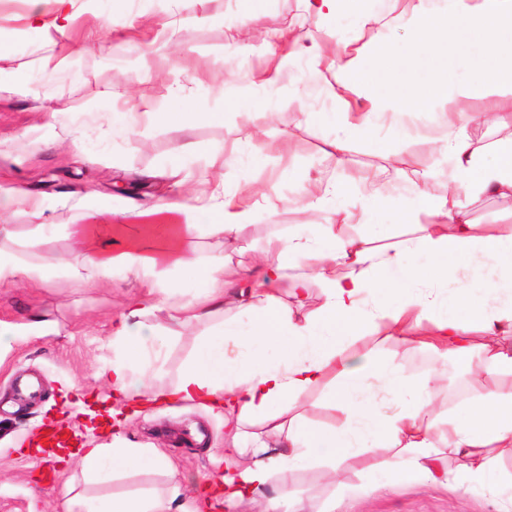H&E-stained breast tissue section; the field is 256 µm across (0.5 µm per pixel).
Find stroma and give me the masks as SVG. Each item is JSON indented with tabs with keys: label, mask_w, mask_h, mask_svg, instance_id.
<instances>
[{
	"label": "stroma",
	"mask_w": 512,
	"mask_h": 512,
	"mask_svg": "<svg viewBox=\"0 0 512 512\" xmlns=\"http://www.w3.org/2000/svg\"><path fill=\"white\" fill-rule=\"evenodd\" d=\"M358 13L341 11L321 19L304 0H71L74 22L69 31H32L26 26L27 0H0V32L13 35L14 47L0 58V67L26 72L28 91L0 92V188L23 186L44 201L42 223L54 225L41 253L28 262L70 256L72 227L81 223L76 203L88 186L103 194L112 212L98 215L112 221L124 214L122 231L134 235L141 222L135 206L162 195L177 194L167 171L178 164L177 148L192 144L195 174L213 177L209 156L218 150L238 153L242 164L224 169L230 188L248 191L273 186L278 209H257L252 223L234 240L204 236L200 255L223 253L235 267H248L255 252L273 236L287 234L316 218L300 204L304 191L333 175L328 141L336 127L330 117L335 104L329 91L315 82L317 59L300 46L293 61L270 87L248 82L269 65L275 35L286 29L318 31L319 47L351 39L358 14L379 21L367 28L365 39L401 44L413 35L388 13L383 0H359ZM182 20L176 44L155 40L143 16ZM106 40L109 52L79 53L78 43ZM152 45L155 77L140 79V45ZM237 46L234 80L224 78V48ZM186 97L202 106L203 117L182 128L160 123L139 124L131 136L114 132L110 109L124 110L146 102L156 110ZM58 110L54 126H46V109ZM326 118L308 123L307 113ZM292 131L290 142L281 134ZM346 176L388 171L414 180L435 171L431 192L444 193L451 166L432 145L419 138L385 153L378 139H353ZM140 281L117 272L111 286L87 287L70 275L55 274L47 285L0 283V322L18 327L10 350L0 353V512H62L64 494L75 497L74 512H86L87 499L126 491L162 489L164 475L142 473L115 479L107 486L86 483L78 459L56 460L33 452L29 440L50 421L67 422L84 442L111 446L126 441L133 447L154 448L165 455L178 474L184 496L198 512H225L207 495L214 478L223 474L229 454L230 431L224 416L188 403L158 404L122 410L97 372L111 364L112 324L131 299L144 295ZM213 322L181 328L179 335H159L163 370L159 383L173 381L191 354L197 337ZM351 349L392 357L405 376L418 379L438 367L444 381L434 399L435 412L466 417L469 400L481 390L460 372L452 359L415 345H392L382 335L368 333L350 341ZM98 399L117 410L114 421L86 433L77 402ZM382 449L352 460L337 484L311 471L279 476L288 493L291 512H498L492 497L464 492L445 481L416 485L395 482L374 487L370 466Z\"/></svg>",
	"instance_id": "obj_1"
}]
</instances>
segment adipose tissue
I'll return each instance as SVG.
<instances>
[{
  "label": "adipose tissue",
  "instance_id": "1",
  "mask_svg": "<svg viewBox=\"0 0 512 512\" xmlns=\"http://www.w3.org/2000/svg\"><path fill=\"white\" fill-rule=\"evenodd\" d=\"M404 2L415 25L407 45L372 52L336 49L330 62L336 72L331 86L336 135L329 154L337 169H346L352 138L376 134L387 114L392 120L382 148L392 151L410 136L404 115L441 110L446 121L433 142L453 162L447 195L410 182L397 195L384 196L389 178L383 171L356 184L324 182L301 204L312 213L327 212L328 223L302 224L287 237L269 240L244 273L226 266L220 255L198 258L197 239L237 237L251 223L257 203L276 209L267 194L255 202L227 186L197 188L145 206L140 214L153 241L149 248L114 224L74 227L76 261L87 280L122 270L148 287L147 304H133L119 316L112 332L118 355L99 371V379L137 407L173 400L224 410L233 423L234 447L245 425L263 424L265 433L254 436L246 458L232 462L220 478L226 505L262 501L265 512H278L280 498L267 491L280 473L319 468L332 480L348 460L380 446L386 453L373 470L378 484L436 480L444 462L458 457L464 461L454 473L458 485L492 496L499 512H512V472L501 466L504 449L512 447V386L497 382L512 376V230L480 232L469 217L474 199L512 198V139L485 152L467 135L472 124L501 123L497 103L512 101V0H446L441 8L428 0ZM422 70L428 81L419 87L414 78ZM383 203L396 223L409 226L406 239L380 246L372 238L339 232V225L364 222L368 210ZM9 209L34 218L25 249L39 252L51 230L39 221L41 198L0 189V210ZM422 212L436 216V223H418ZM422 263L434 268L438 281L454 282V289L442 295L421 288ZM64 264L61 258L31 264L0 250V283L44 282ZM173 271L194 277L203 293L176 298ZM314 280L322 304L296 318L293 308L306 303ZM228 305L249 312L250 324L222 321L217 334L198 339L175 381L161 388L148 380L147 369L160 363L154 346L158 326L149 315L162 312L187 326L217 318ZM363 332L444 353L483 378L469 418L451 416L434 424L437 370L408 384L394 359L348 349V339ZM272 347L278 350L273 357ZM322 384L341 415L334 427H312L291 412L302 394ZM79 461L91 481L142 468L168 478L165 489L113 497L97 512H189L171 464L156 449L116 443L83 449Z\"/></svg>",
  "mask_w": 512,
  "mask_h": 512
}]
</instances>
